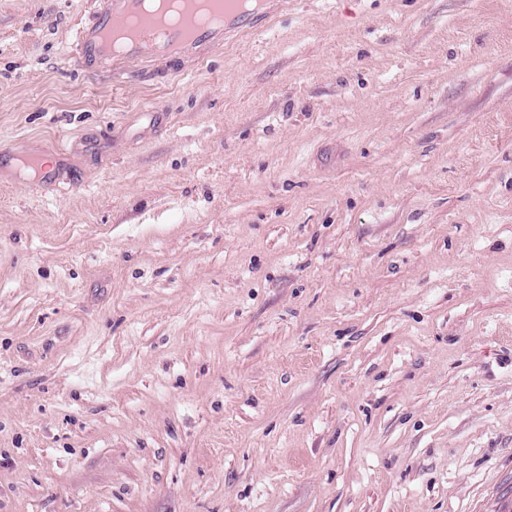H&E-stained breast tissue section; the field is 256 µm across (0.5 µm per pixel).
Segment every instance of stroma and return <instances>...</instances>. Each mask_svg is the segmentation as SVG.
Instances as JSON below:
<instances>
[{"label":"stroma","mask_w":512,"mask_h":512,"mask_svg":"<svg viewBox=\"0 0 512 512\" xmlns=\"http://www.w3.org/2000/svg\"><path fill=\"white\" fill-rule=\"evenodd\" d=\"M91 12L0 0V512H512V0ZM213 1L224 22L170 27L159 36L154 18L143 9L144 0H95L93 21L78 27L77 65L84 73L112 75L132 64L158 72L170 62L206 61L224 47V40L268 21L275 12L274 4L267 0H260L259 7L250 10L242 9L240 0ZM134 18L138 20L136 34L126 41L121 53H115L111 34L123 30Z\"/></svg>","instance_id":"35a3bbf8"}]
</instances>
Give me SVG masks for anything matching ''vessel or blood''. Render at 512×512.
<instances>
[{"label": "vessel or blood", "mask_w": 512, "mask_h": 512, "mask_svg": "<svg viewBox=\"0 0 512 512\" xmlns=\"http://www.w3.org/2000/svg\"><path fill=\"white\" fill-rule=\"evenodd\" d=\"M143 4L144 0H94L93 21L79 26L77 33L75 55L82 72L117 74L132 64L155 72L170 62L205 61L223 48L225 40L268 21L275 12L271 0H261L250 10L242 9L240 0H214L222 23L175 26L160 35Z\"/></svg>", "instance_id": "1"}]
</instances>
